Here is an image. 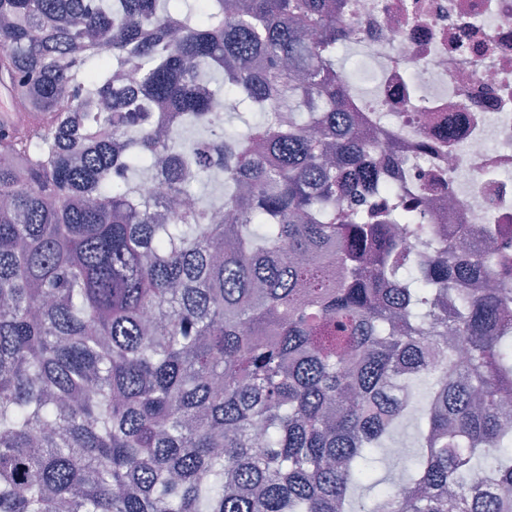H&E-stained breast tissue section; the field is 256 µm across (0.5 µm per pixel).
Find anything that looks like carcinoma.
Segmentation results:
<instances>
[{
    "label": "carcinoma",
    "mask_w": 512,
    "mask_h": 512,
    "mask_svg": "<svg viewBox=\"0 0 512 512\" xmlns=\"http://www.w3.org/2000/svg\"><path fill=\"white\" fill-rule=\"evenodd\" d=\"M175 2L0 0V512H512V241L386 183L338 0Z\"/></svg>",
    "instance_id": "carcinoma-1"
}]
</instances>
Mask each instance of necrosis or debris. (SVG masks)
<instances>
[{"instance_id":"4bbe7bcc","label":"necrosis or debris","mask_w":512,"mask_h":512,"mask_svg":"<svg viewBox=\"0 0 512 512\" xmlns=\"http://www.w3.org/2000/svg\"><path fill=\"white\" fill-rule=\"evenodd\" d=\"M372 92L348 102L396 149L403 191L444 177L427 221L456 240L512 238V0H344Z\"/></svg>"}]
</instances>
